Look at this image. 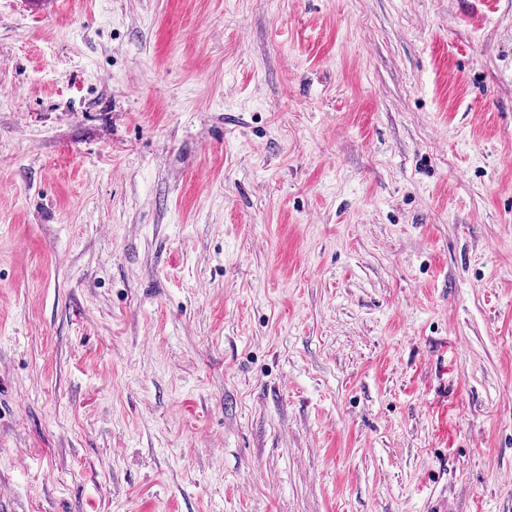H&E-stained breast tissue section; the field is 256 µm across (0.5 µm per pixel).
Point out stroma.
Segmentation results:
<instances>
[{"label": "stroma", "instance_id": "obj_1", "mask_svg": "<svg viewBox=\"0 0 512 512\" xmlns=\"http://www.w3.org/2000/svg\"><path fill=\"white\" fill-rule=\"evenodd\" d=\"M512 512V0H0V512Z\"/></svg>", "mask_w": 512, "mask_h": 512}]
</instances>
